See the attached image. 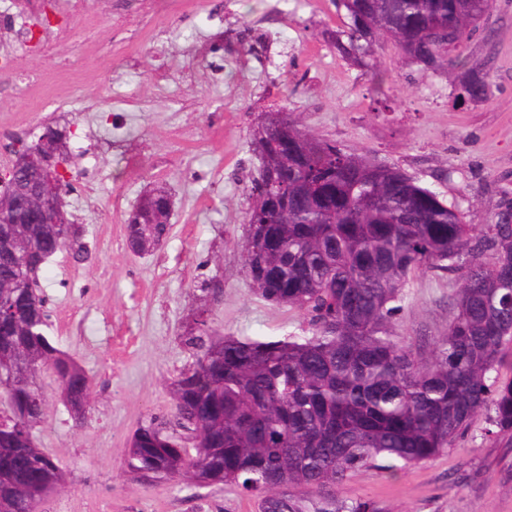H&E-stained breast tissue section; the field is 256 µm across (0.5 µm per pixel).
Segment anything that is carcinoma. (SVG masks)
<instances>
[{"instance_id":"cac0c4a2","label":"carcinoma","mask_w":512,"mask_h":512,"mask_svg":"<svg viewBox=\"0 0 512 512\" xmlns=\"http://www.w3.org/2000/svg\"><path fill=\"white\" fill-rule=\"evenodd\" d=\"M337 48L357 59L389 38L423 69L465 66L450 52L468 40L489 0H336ZM293 149L271 150L282 136ZM266 153L248 198L287 205L249 209L279 246L242 251L256 292L304 315L276 339L221 336L210 303L223 287L203 276L200 309L186 326L193 364L174 381L175 426L151 419L125 450L126 472L146 483L186 478L230 484L258 512H378L348 505L336 488L355 470H405L455 445L486 415L485 433L512 442V209L494 224H466L459 210L400 170L313 137L286 112L254 138ZM166 191L127 219V244L171 231ZM0 201L30 215L27 193ZM84 254L75 224L0 223V512H38L64 488L34 428L49 408L48 375L74 426L90 410L92 382L45 331L40 272L56 253ZM423 269L457 274L455 314L428 349L399 331L405 288Z\"/></svg>"}]
</instances>
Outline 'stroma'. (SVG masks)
<instances>
[{
    "instance_id": "35a3bbf8",
    "label": "stroma",
    "mask_w": 512,
    "mask_h": 512,
    "mask_svg": "<svg viewBox=\"0 0 512 512\" xmlns=\"http://www.w3.org/2000/svg\"><path fill=\"white\" fill-rule=\"evenodd\" d=\"M56 38L18 54L1 73L0 136L63 128L81 174L62 198L87 253L53 255L41 274L48 332L93 382L92 410L74 429L52 378L35 430L68 487L40 512H257L225 484L130 480L124 451L141 423L172 421V382L194 361L182 341L201 275L224 294L221 333L277 337L303 315L263 300L238 248L246 187L264 113L299 116L303 129L393 166L455 205L468 224H492L512 201V0H493L459 49L468 68L423 72L385 41L372 66L340 54L334 0H87L63 13L42 0ZM486 95L465 97L467 70ZM383 83H375V74ZM161 188L173 202L169 236L133 254L126 219ZM455 275L414 276L402 335L427 345L454 314ZM477 420L455 448L404 471L363 468L336 490L381 512H512V444Z\"/></svg>"
}]
</instances>
